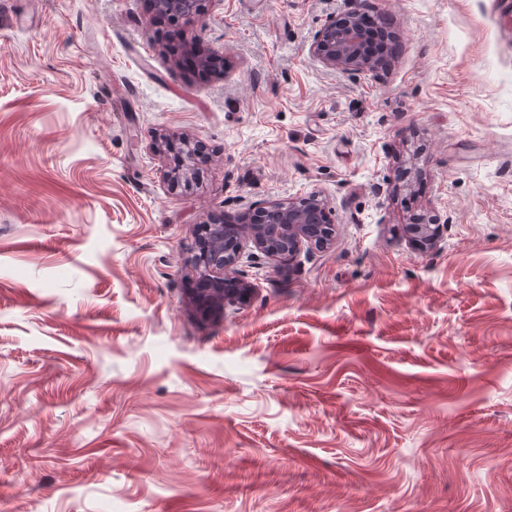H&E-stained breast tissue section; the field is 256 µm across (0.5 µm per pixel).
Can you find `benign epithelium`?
Returning a JSON list of instances; mask_svg holds the SVG:
<instances>
[{
  "mask_svg": "<svg viewBox=\"0 0 512 512\" xmlns=\"http://www.w3.org/2000/svg\"><path fill=\"white\" fill-rule=\"evenodd\" d=\"M212 0H152L154 9L176 17L184 26L197 23ZM370 0H354L344 14L330 16L316 32L309 46L311 57L324 68L350 75L377 74L388 69L382 59L367 51L368 37L363 22L371 21ZM175 150L181 166L169 175L173 187L195 178L193 166L197 142L184 138L178 143L162 140L154 146ZM328 202L318 193L301 197L258 201L248 208L249 224L242 231L224 225L217 217L205 226L203 237L192 257L201 277L197 289L201 303L207 308L222 309L226 305L248 301L254 293L252 285L242 279L240 266L255 251L281 261L296 258L305 247L324 248L332 242L333 225L329 223ZM408 231L422 247L431 246L439 238L438 224H409Z\"/></svg>",
  "mask_w": 512,
  "mask_h": 512,
  "instance_id": "1",
  "label": "benign epithelium"
}]
</instances>
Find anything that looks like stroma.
Listing matches in <instances>:
<instances>
[{"instance_id": "obj_1", "label": "stroma", "mask_w": 512, "mask_h": 512, "mask_svg": "<svg viewBox=\"0 0 512 512\" xmlns=\"http://www.w3.org/2000/svg\"><path fill=\"white\" fill-rule=\"evenodd\" d=\"M372 3L352 77L351 0H209L206 72L148 0H0V512H512V0ZM309 193L331 244L202 316L209 216ZM344 14L330 16L316 32L309 46L311 57L324 68L350 75L377 74L388 69L383 59L367 51L368 37L363 21L371 19L370 0H353ZM174 149L181 157V166L177 171L171 172L169 180L174 188H178L180 183H189L195 178L196 172L193 166V157L200 150V146L196 141L184 138L179 143L173 144L169 140H161L154 146L156 152L162 149Z\"/></svg>"}]
</instances>
